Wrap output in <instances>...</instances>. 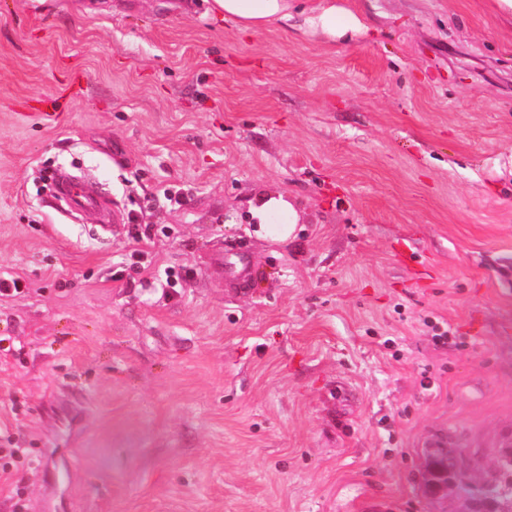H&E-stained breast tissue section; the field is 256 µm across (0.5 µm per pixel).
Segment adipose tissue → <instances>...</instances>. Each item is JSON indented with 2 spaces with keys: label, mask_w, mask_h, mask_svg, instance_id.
<instances>
[{
  "label": "adipose tissue",
  "mask_w": 512,
  "mask_h": 512,
  "mask_svg": "<svg viewBox=\"0 0 512 512\" xmlns=\"http://www.w3.org/2000/svg\"><path fill=\"white\" fill-rule=\"evenodd\" d=\"M294 0H211L210 12L223 15L225 22L245 34L269 25L292 29L306 35L320 31L333 37L347 32L365 33L366 25L355 16L329 6L298 13ZM257 233L262 238L284 242L293 237L298 225V212L283 194L260 190L250 202Z\"/></svg>",
  "instance_id": "obj_1"
}]
</instances>
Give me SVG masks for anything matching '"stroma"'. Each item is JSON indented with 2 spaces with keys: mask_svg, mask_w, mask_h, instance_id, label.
Masks as SVG:
<instances>
[{
  "mask_svg": "<svg viewBox=\"0 0 512 512\" xmlns=\"http://www.w3.org/2000/svg\"><path fill=\"white\" fill-rule=\"evenodd\" d=\"M0 0V512H469L512 454V17L298 0ZM66 170L119 220L43 188ZM299 214L260 238L258 189ZM245 249L257 277L229 282ZM447 323L432 341L424 318ZM211 1L208 11L224 16V22L239 33L246 34L269 25L288 28L301 35L321 31L334 38L348 31L365 33L367 26L355 16L329 6L308 13L294 12L295 0H205ZM222 262L226 274L230 277L242 278L249 272V258L242 249L223 255ZM437 468L439 479L448 483L455 482L460 494H462L466 500L470 502L471 511L482 512L483 505L487 500H495L500 495L498 485L492 482H486L482 489L478 492H474L472 486L458 478L453 473L455 465L452 458L448 455V451L442 449L440 453L434 458L431 463V469Z\"/></svg>",
  "mask_w": 512,
  "mask_h": 512,
  "instance_id": "1",
  "label": "stroma"
}]
</instances>
